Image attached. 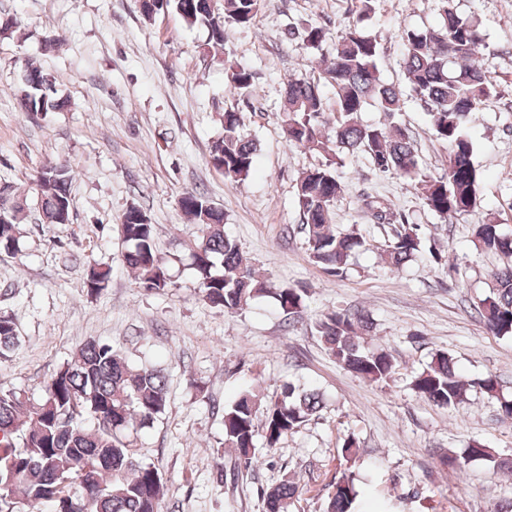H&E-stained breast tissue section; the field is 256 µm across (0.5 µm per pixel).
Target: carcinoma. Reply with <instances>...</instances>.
I'll use <instances>...</instances> for the list:
<instances>
[{"label": "carcinoma", "mask_w": 512, "mask_h": 512, "mask_svg": "<svg viewBox=\"0 0 512 512\" xmlns=\"http://www.w3.org/2000/svg\"><path fill=\"white\" fill-rule=\"evenodd\" d=\"M261 8L262 0H224L220 15L208 0H141L140 4L145 19L161 11L174 12L188 26L206 28L209 40L216 44L224 41L225 24L249 26ZM373 12L374 0H355L351 17L335 37L325 26L308 25L302 35L303 47L321 54L329 44V58L318 75L290 79L284 89V135L292 145L322 157L321 163L302 173L296 183L300 230L310 260L336 277L342 276L354 254L368 245L356 231L342 232L332 224L334 204L343 192L337 169L343 166L344 157L364 156L375 170L409 179L423 207L444 221L468 214L477 206L480 173L473 163L474 147L466 128L473 114L495 93L479 60L484 34L476 22L458 15L454 0H441L438 24L403 29L402 85L386 82L377 67L382 45L364 25ZM226 79L238 95L252 94L253 76L248 67L229 65ZM323 85L334 90L333 96L322 94ZM407 93L424 104L433 135L448 145V167L438 177L422 171L412 136L393 120L402 111ZM19 102L26 112H60L68 106V100L57 96L47 73L32 65L26 69ZM370 103L392 121L363 123L360 113ZM328 112L334 115L331 123L324 120ZM257 151L258 143L244 129L239 114L225 111L224 132L212 142L209 163L224 169L226 179L240 183L249 176ZM70 178V168L62 161L49 163L37 176L34 190L44 223L70 220ZM363 202L374 223L398 225L384 249L391 268L398 270L426 251L438 259L434 249L426 247L418 225L390 212L374 197ZM179 206L199 229L192 266L203 301L235 313L258 297L270 296L288 314V321L301 315L303 291L258 275L244 261L236 240L224 231V214L209 209L203 193H184ZM25 217L20 206L13 218L0 220V251L17 249ZM144 218L134 206L124 214L119 225L126 245L123 262L142 288L163 291L172 287L173 281L157 253L154 225ZM472 235L476 248L511 259L494 274L477 313L490 332H512V239L490 223L474 225ZM110 276L108 267H91L86 279L88 295L104 290ZM372 326L368 315L340 310L321 315L314 329L328 355L344 369L369 381L385 382L394 372L392 354L366 349L359 342V336ZM18 341L13 319L0 315V356ZM411 386L420 397L448 408L462 402L471 387L490 398L497 394L495 377L466 378L444 351L436 352L431 362L413 375ZM167 406L168 387L162 370L138 367L112 342L100 339L84 343L75 357L50 377L40 399L0 390V512H20L34 504H45L50 512H161L162 476L139 457L131 433L152 425ZM320 406L318 393L291 383L276 400L266 403L247 391L224 407V447L235 450L237 466L248 468L255 458L257 434H262L265 447L273 451ZM470 460L512 469V458L503 459L480 442L471 443L460 454L441 457V463L456 472ZM297 494L298 486L290 481L268 488L263 491L266 512H289ZM358 495L352 476L342 473L326 512H352Z\"/></svg>", "instance_id": "cac0c4a2"}]
</instances>
